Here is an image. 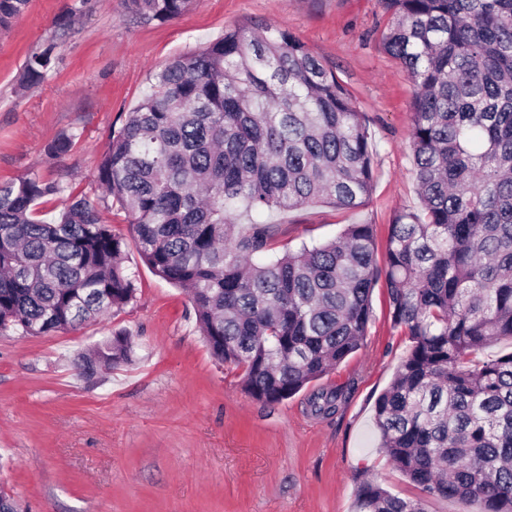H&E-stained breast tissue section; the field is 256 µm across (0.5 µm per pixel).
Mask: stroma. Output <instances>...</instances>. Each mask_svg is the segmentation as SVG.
I'll return each instance as SVG.
<instances>
[{
	"instance_id": "1",
	"label": "stroma",
	"mask_w": 512,
	"mask_h": 512,
	"mask_svg": "<svg viewBox=\"0 0 512 512\" xmlns=\"http://www.w3.org/2000/svg\"><path fill=\"white\" fill-rule=\"evenodd\" d=\"M390 20L382 0H195L170 21L143 19L129 0H28L0 30V182L72 184L114 232L130 236L125 213L103 201L95 181L111 132L172 59L228 28L280 26L350 91L375 154L367 205L272 212L276 247L323 243L365 221L385 253L394 215L418 204L413 83L382 44ZM49 42L54 70L19 91L26 56ZM64 131L77 134L71 150L47 155ZM125 264L137 291L120 312L76 331L0 333V487L28 512H354L367 478L422 500L426 512H482L477 501L423 495L379 446L375 402L410 347L391 322L384 285L373 291L360 349L314 383L349 389L339 411L319 419L306 409L305 389L275 405L250 398L238 371L205 347L185 292L153 274L135 245ZM116 333L131 338L136 361L78 376L76 353Z\"/></svg>"
}]
</instances>
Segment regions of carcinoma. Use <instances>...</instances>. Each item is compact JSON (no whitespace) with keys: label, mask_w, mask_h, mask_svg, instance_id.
Masks as SVG:
<instances>
[{"label":"carcinoma","mask_w":512,"mask_h":512,"mask_svg":"<svg viewBox=\"0 0 512 512\" xmlns=\"http://www.w3.org/2000/svg\"><path fill=\"white\" fill-rule=\"evenodd\" d=\"M195 0H131L146 20ZM385 50L407 69L419 205L392 220L385 266L374 225L280 255L277 226L243 216L323 202L354 211L373 191L374 153L348 89L287 30L243 25L157 70L111 133L97 168L104 198L126 213L159 278L191 294L211 355L241 371L243 390L280 403L356 352L384 280L393 326L411 341L374 420L390 463L424 493L512 512V0H383ZM27 0H0V28ZM47 44L26 58L19 89L43 82ZM78 134L46 146L68 153ZM62 198L52 220L35 205ZM126 240L69 184L0 183V330H76L135 297ZM133 361L116 334L74 358L78 375ZM344 387L315 394L336 413ZM355 512H425L374 480Z\"/></svg>","instance_id":"1"}]
</instances>
